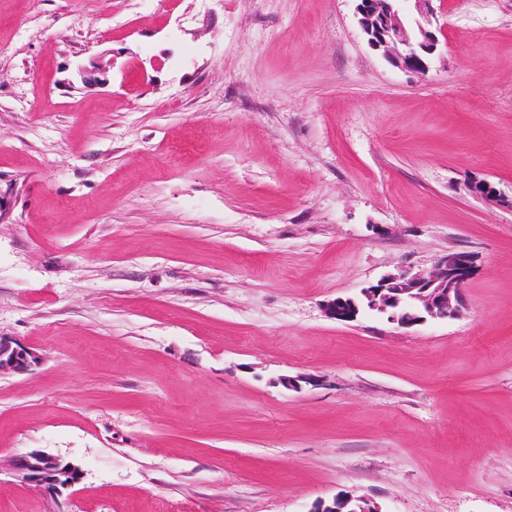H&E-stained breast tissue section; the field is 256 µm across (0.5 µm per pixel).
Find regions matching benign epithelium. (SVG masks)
<instances>
[{"instance_id": "obj_1", "label": "benign epithelium", "mask_w": 512, "mask_h": 512, "mask_svg": "<svg viewBox=\"0 0 512 512\" xmlns=\"http://www.w3.org/2000/svg\"><path fill=\"white\" fill-rule=\"evenodd\" d=\"M405 0H357L358 22L369 45L383 52L395 67L420 76L430 70L439 50L441 27L436 25L433 0H414L417 17L407 22ZM109 69L101 65L81 68L84 82L106 84ZM468 192L489 204L512 208V197L488 180L467 183ZM475 260L466 251H451L424 272L399 269L377 283L361 289L359 297H337L325 305V313L340 322H352L365 310L387 315V320L408 328L427 319H446L464 306L462 290L473 274ZM36 360L27 348L0 337V372L25 371ZM15 467L26 479L54 492L71 488L81 480L79 467L42 450L15 459ZM312 512H380L363 498L337 496L319 503Z\"/></svg>"}]
</instances>
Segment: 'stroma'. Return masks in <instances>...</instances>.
I'll use <instances>...</instances> for the list:
<instances>
[{"mask_svg":"<svg viewBox=\"0 0 512 512\" xmlns=\"http://www.w3.org/2000/svg\"><path fill=\"white\" fill-rule=\"evenodd\" d=\"M437 21L420 77L355 0H0V512H512V0ZM450 251L459 316L324 311ZM468 192L478 199L489 204L502 207L512 208V197L503 194L497 187L488 180H472L466 185ZM35 360V355L27 348L0 337V372L25 371ZM15 467L26 479L49 492L71 488L81 480L77 465L42 450H33L16 458ZM312 512H380L363 498L353 499L349 496H337L331 503L320 502Z\"/></svg>","mask_w":512,"mask_h":512,"instance_id":"obj_1","label":"stroma"}]
</instances>
